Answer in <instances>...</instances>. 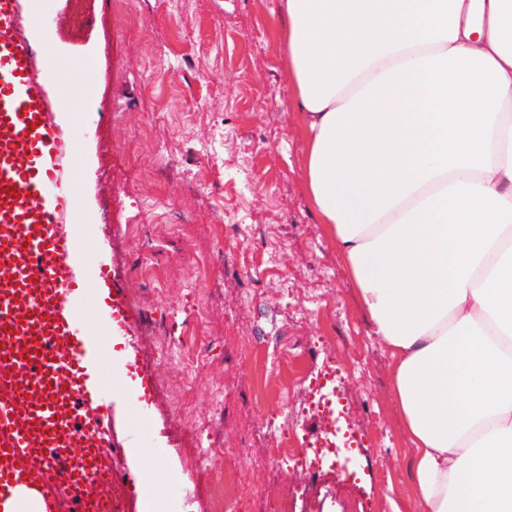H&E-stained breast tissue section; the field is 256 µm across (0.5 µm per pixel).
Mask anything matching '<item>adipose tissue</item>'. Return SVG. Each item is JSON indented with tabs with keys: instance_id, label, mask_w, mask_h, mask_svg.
<instances>
[{
	"instance_id": "obj_1",
	"label": "adipose tissue",
	"mask_w": 512,
	"mask_h": 512,
	"mask_svg": "<svg viewBox=\"0 0 512 512\" xmlns=\"http://www.w3.org/2000/svg\"><path fill=\"white\" fill-rule=\"evenodd\" d=\"M305 183L394 359L415 512H512V0H282Z\"/></svg>"
}]
</instances>
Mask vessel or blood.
I'll use <instances>...</instances> for the list:
<instances>
[{
  "instance_id": "vessel-or-blood-1",
  "label": "vessel or blood",
  "mask_w": 512,
  "mask_h": 512,
  "mask_svg": "<svg viewBox=\"0 0 512 512\" xmlns=\"http://www.w3.org/2000/svg\"><path fill=\"white\" fill-rule=\"evenodd\" d=\"M22 3L0 0V508L32 488L43 512H114V488L135 495L139 476L121 469L112 400H150L156 382L93 378L102 344L75 305L84 281L70 230L73 140L56 123L64 81L40 67L52 41L33 48L25 30L39 20ZM93 281L113 332L132 335L121 275L102 265Z\"/></svg>"
}]
</instances>
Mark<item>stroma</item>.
I'll return each mask as SVG.
<instances>
[{
	"instance_id": "35a3bbf8",
	"label": "stroma",
	"mask_w": 512,
	"mask_h": 512,
	"mask_svg": "<svg viewBox=\"0 0 512 512\" xmlns=\"http://www.w3.org/2000/svg\"><path fill=\"white\" fill-rule=\"evenodd\" d=\"M42 2L29 37L51 38L44 66L84 63L65 75L57 120L78 147L96 243L85 265L120 272L137 327L97 370L157 383L144 406L114 408L117 430L151 443L129 452L148 476L126 512H210L209 480L230 465L223 512H281L311 479L272 449L313 427L310 374L329 356L355 451L315 481L307 512H352L348 468L371 512H412L394 360L306 193L280 0ZM186 486L199 490L189 506Z\"/></svg>"
}]
</instances>
